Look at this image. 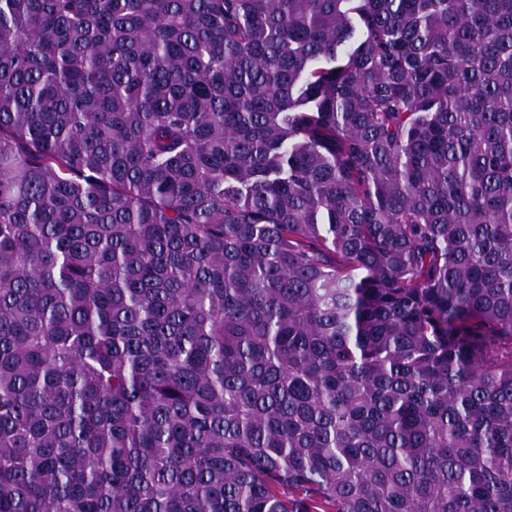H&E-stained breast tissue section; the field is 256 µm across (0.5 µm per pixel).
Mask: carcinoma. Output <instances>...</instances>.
<instances>
[{"mask_svg": "<svg viewBox=\"0 0 512 512\" xmlns=\"http://www.w3.org/2000/svg\"><path fill=\"white\" fill-rule=\"evenodd\" d=\"M0 512H512V0H0Z\"/></svg>", "mask_w": 512, "mask_h": 512, "instance_id": "obj_1", "label": "carcinoma"}]
</instances>
